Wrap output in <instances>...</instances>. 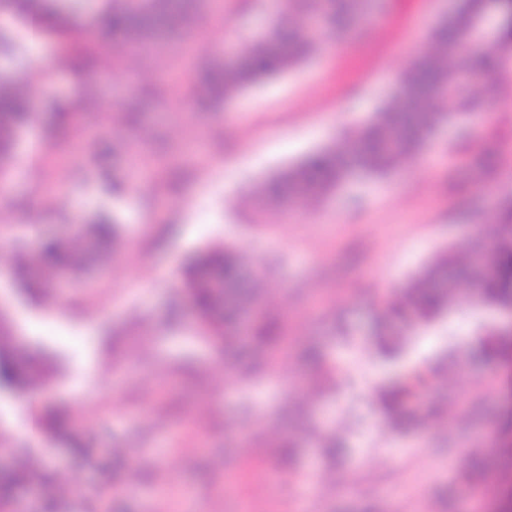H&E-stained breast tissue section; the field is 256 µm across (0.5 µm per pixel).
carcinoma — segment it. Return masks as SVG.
I'll return each mask as SVG.
<instances>
[{
  "mask_svg": "<svg viewBox=\"0 0 512 512\" xmlns=\"http://www.w3.org/2000/svg\"><path fill=\"white\" fill-rule=\"evenodd\" d=\"M196 4L197 0H112L96 18L101 43L135 47L159 31L183 30ZM387 6L388 0H284L244 55L231 62L204 61L197 83L212 101H227L252 84L308 60L319 49L323 33L354 26L366 14ZM511 7L512 0H456L452 12L433 24L426 44L402 72L400 91L385 99L369 122L342 144L328 145L263 181L257 202L283 205L289 211L309 208L356 172L390 175L421 152L438 125L467 118L480 107L470 76L495 70L509 43L496 41L464 50L460 41L480 30L491 10L501 13ZM0 11L22 15L37 32L65 43L67 50L61 57L69 72L81 74L98 66L96 45L73 36L69 25L73 9L67 0H0ZM442 100L452 102L454 111H436ZM33 109L30 83L13 76L0 82L1 155L13 152L18 132L34 126ZM495 221L500 230L494 236L477 233L460 254L452 247L444 248L408 285L379 302L377 323L403 324L396 338L372 333L373 347L383 362H402L408 338L430 330L453 308L466 286L474 306L512 311V198L498 199ZM120 238L119 225L106 218L80 224L71 235L40 234L17 254L15 281L36 298L52 301L54 279L60 273H79ZM176 287L188 298L201 332L217 344H230L242 315L257 305V279L245 276L241 259L229 246L201 250L181 270ZM285 321L281 312L263 315L251 328L255 345L276 344ZM479 336L481 353L496 359L500 354L496 330L486 328ZM435 376L434 371L410 365L382 386L380 400L392 428L403 429L428 419L412 403ZM20 386L39 390L36 374L22 369L12 353L0 350V390ZM26 480L24 471L0 472V501L8 500L13 488Z\"/></svg>",
  "mask_w": 512,
  "mask_h": 512,
  "instance_id": "obj_1",
  "label": "carcinoma"
}]
</instances>
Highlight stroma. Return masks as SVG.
Segmentation results:
<instances>
[{
    "instance_id": "stroma-1",
    "label": "stroma",
    "mask_w": 512,
    "mask_h": 512,
    "mask_svg": "<svg viewBox=\"0 0 512 512\" xmlns=\"http://www.w3.org/2000/svg\"><path fill=\"white\" fill-rule=\"evenodd\" d=\"M455 0H389L366 27L325 35L321 50L263 79L223 105L190 111L196 57L168 40L150 59L122 55L85 77L59 70L55 41L33 69L22 24L0 25V66L32 75L40 93L42 154L0 190V347L37 369L47 404L69 410L66 437L43 438L34 456L23 431L25 392L0 393V468L67 471L77 494L45 507L36 489L13 491L10 512H91L109 486V512H166L158 474L179 492L180 512H512V335L493 363L449 364L498 310L456 303L428 334L412 337L408 363H445L419 398L442 407L450 428L386 426L376 399L386 368L363 341L383 291L404 284L438 250L463 249L495 229V203L512 194V55L485 75L483 102L465 123L442 124L428 145L386 179L355 174L311 209L286 220L256 208L265 179L356 133L409 64L413 42ZM274 0H212L191 31L215 53L243 54L264 31ZM94 98L99 108L56 132L53 108ZM49 232L109 212L122 245L87 268L56 302L39 309L17 288L11 259L27 242L31 204ZM226 244L246 268L261 267L263 301L287 311L282 349L265 354L240 328L232 352L196 329L174 283L187 259ZM344 322L353 343L338 338ZM322 347L327 370H307L300 353ZM165 407L154 420L151 399ZM335 431L334 460L312 445L308 427ZM294 435L292 458L280 441Z\"/></svg>"
}]
</instances>
